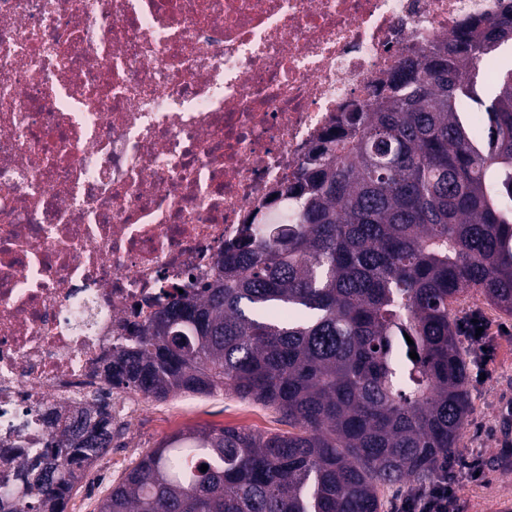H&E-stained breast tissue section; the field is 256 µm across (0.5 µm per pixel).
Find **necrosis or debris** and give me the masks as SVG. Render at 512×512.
<instances>
[{"mask_svg":"<svg viewBox=\"0 0 512 512\" xmlns=\"http://www.w3.org/2000/svg\"><path fill=\"white\" fill-rule=\"evenodd\" d=\"M497 0H0V484L400 61Z\"/></svg>","mask_w":512,"mask_h":512,"instance_id":"necrosis-or-debris-1","label":"necrosis or debris"}]
</instances>
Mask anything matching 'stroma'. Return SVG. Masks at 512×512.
<instances>
[{
	"mask_svg": "<svg viewBox=\"0 0 512 512\" xmlns=\"http://www.w3.org/2000/svg\"><path fill=\"white\" fill-rule=\"evenodd\" d=\"M489 364L472 358L468 365V394L473 412L453 458L467 465L480 452L482 474L458 486L463 512H512V468L500 466L498 431L505 396H512V316L495 313L487 338ZM174 398L148 400V409L135 417L129 429L115 436L104 455L78 484L76 495L87 512L98 505L150 449L169 436L194 428H244L256 433L287 431L288 425L273 409L231 393L199 395L193 409L174 413Z\"/></svg>",
	"mask_w": 512,
	"mask_h": 512,
	"instance_id": "stroma-1",
	"label": "stroma"
}]
</instances>
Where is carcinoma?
<instances>
[{
  "label": "carcinoma",
  "mask_w": 512,
  "mask_h": 512,
  "mask_svg": "<svg viewBox=\"0 0 512 512\" xmlns=\"http://www.w3.org/2000/svg\"><path fill=\"white\" fill-rule=\"evenodd\" d=\"M508 42L512 0H498L403 58L283 188L294 226L244 234L201 299L173 293L113 356L115 388L224 391L290 430L180 431L98 512H380L382 488L429 484L472 412L453 305L477 293L512 315V63L477 67ZM59 421L19 472L35 495L0 490V512H65L112 447L105 401Z\"/></svg>",
  "instance_id": "1"
}]
</instances>
